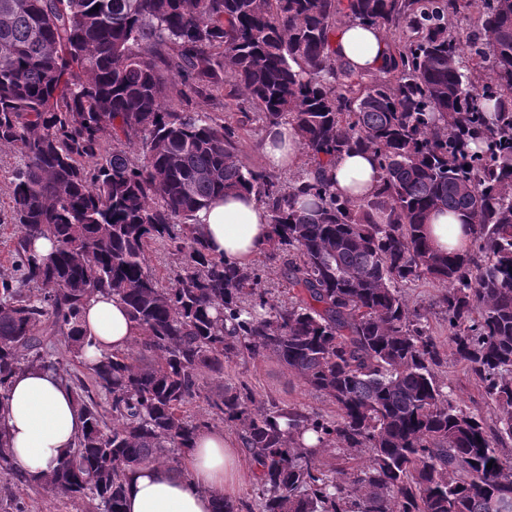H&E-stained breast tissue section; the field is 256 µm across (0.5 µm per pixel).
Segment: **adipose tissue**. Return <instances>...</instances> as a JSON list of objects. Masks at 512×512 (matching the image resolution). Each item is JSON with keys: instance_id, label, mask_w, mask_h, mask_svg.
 I'll return each instance as SVG.
<instances>
[{"instance_id": "adipose-tissue-1", "label": "adipose tissue", "mask_w": 512, "mask_h": 512, "mask_svg": "<svg viewBox=\"0 0 512 512\" xmlns=\"http://www.w3.org/2000/svg\"><path fill=\"white\" fill-rule=\"evenodd\" d=\"M382 28L347 23L336 31L335 58L354 71H379L389 55ZM261 151L269 168L295 167L300 136L294 123H283L277 135L266 136ZM332 189L357 200L375 193L380 179L374 156L353 152L339 156L326 172ZM194 222L210 252L245 268L270 247V213L254 194L237 192L213 198L197 211ZM426 232L432 246L443 253L470 249L474 228L457 214H431ZM83 329L96 341L97 352L127 350L142 334L128 318L117 296L94 295L83 312ZM85 423L70 389L56 372L18 373L0 407L10 452L32 487H41L57 461L70 452ZM242 447L232 433L221 429L201 432L182 458L180 471L148 463L130 475L123 512H213L218 498L234 499L254 470L241 467Z\"/></svg>"}]
</instances>
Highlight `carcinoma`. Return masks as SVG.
<instances>
[{"label":"carcinoma","instance_id":"obj_1","mask_svg":"<svg viewBox=\"0 0 512 512\" xmlns=\"http://www.w3.org/2000/svg\"><path fill=\"white\" fill-rule=\"evenodd\" d=\"M343 20L408 36L359 73L334 58ZM226 85L266 132L296 125L306 174L285 185L244 165L236 128L188 108ZM0 146L19 157L20 282L0 281V403L19 372L52 369L89 423L47 495L122 512L127 475L179 470L212 415L260 466L259 512H512V460L498 453L512 441V0H0ZM356 150L376 157L380 188L352 202L325 171ZM241 191L269 209L266 260L294 256L286 306L193 223ZM442 210L470 218L473 249L430 246ZM154 245L179 260L167 285L148 265ZM416 279L441 286L448 343L498 427L444 391L441 345L401 292ZM97 293L119 296L143 336L90 361L82 310ZM52 336L88 373L47 356ZM267 353L336 415L259 401L244 382L202 394L224 363ZM196 399L206 413H187ZM330 447L368 457L326 471ZM2 474L28 485L0 429ZM215 512L252 510L224 498Z\"/></svg>","mask_w":512,"mask_h":512}]
</instances>
